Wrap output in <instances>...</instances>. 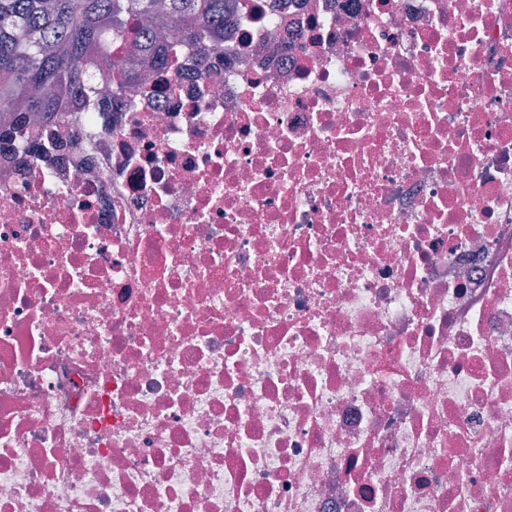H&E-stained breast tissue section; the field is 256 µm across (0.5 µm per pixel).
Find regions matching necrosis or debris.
I'll return each instance as SVG.
<instances>
[{
	"label": "necrosis or debris",
	"mask_w": 512,
	"mask_h": 512,
	"mask_svg": "<svg viewBox=\"0 0 512 512\" xmlns=\"http://www.w3.org/2000/svg\"><path fill=\"white\" fill-rule=\"evenodd\" d=\"M0 151V512H512V0H237Z\"/></svg>",
	"instance_id": "4bbe7bcc"
}]
</instances>
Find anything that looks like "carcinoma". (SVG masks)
Wrapping results in <instances>:
<instances>
[{
	"label": "carcinoma",
	"mask_w": 512,
	"mask_h": 512,
	"mask_svg": "<svg viewBox=\"0 0 512 512\" xmlns=\"http://www.w3.org/2000/svg\"><path fill=\"white\" fill-rule=\"evenodd\" d=\"M231 0H0V141L34 154V123H50L73 104L94 109V77L124 40L134 55L112 62L119 84L134 83L140 65L167 62L192 49L202 58L224 50Z\"/></svg>",
	"instance_id": "carcinoma-1"
}]
</instances>
